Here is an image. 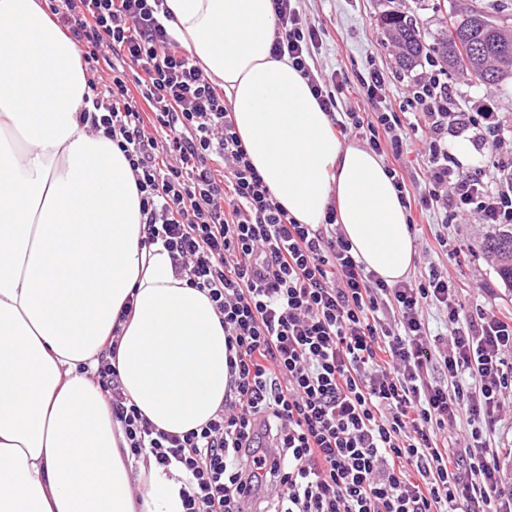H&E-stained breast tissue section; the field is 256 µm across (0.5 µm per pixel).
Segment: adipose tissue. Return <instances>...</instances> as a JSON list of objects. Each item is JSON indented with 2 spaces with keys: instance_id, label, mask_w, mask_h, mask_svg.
Listing matches in <instances>:
<instances>
[{
  "instance_id": "1",
  "label": "adipose tissue",
  "mask_w": 512,
  "mask_h": 512,
  "mask_svg": "<svg viewBox=\"0 0 512 512\" xmlns=\"http://www.w3.org/2000/svg\"><path fill=\"white\" fill-rule=\"evenodd\" d=\"M173 38L224 85L236 130L302 224L328 206L387 283L414 245L380 156L346 144L305 79L271 55L270 0H166ZM87 77L40 0H0V512H183L185 472L134 463L96 371L113 326L125 395L158 430L206 424L228 389L224 326L142 248L124 154L79 121ZM127 322L117 316L125 302Z\"/></svg>"
}]
</instances>
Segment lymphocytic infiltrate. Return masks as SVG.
I'll list each match as a JSON object with an SVG mask.
<instances>
[{"mask_svg":"<svg viewBox=\"0 0 512 512\" xmlns=\"http://www.w3.org/2000/svg\"><path fill=\"white\" fill-rule=\"evenodd\" d=\"M88 75L82 119L122 151L145 218L142 246L163 244L177 278L205 292L224 324L229 383L204 426L155 429L118 380L110 339L97 381L132 456L178 465L184 512H242L275 488L270 512H512L490 441L512 392V316L461 318L455 288L430 269L388 284L337 225L297 223L251 165L224 90L160 20L164 0H45ZM273 57L288 58L341 134L391 156L408 137L385 106L386 80L361 83L372 116L345 109L344 81L321 78L319 30L296 0H271ZM452 90L419 76L408 99L424 158L417 202L447 223L512 224V182L460 171L450 125L498 144L494 105L449 114ZM438 309L432 334L423 306ZM465 422L462 439L448 434Z\"/></svg>","mask_w":512,"mask_h":512,"instance_id":"obj_1","label":"lymphocytic infiltrate"}]
</instances>
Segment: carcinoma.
<instances>
[{
    "label": "carcinoma",
    "mask_w": 512,
    "mask_h": 512,
    "mask_svg": "<svg viewBox=\"0 0 512 512\" xmlns=\"http://www.w3.org/2000/svg\"><path fill=\"white\" fill-rule=\"evenodd\" d=\"M454 28L426 36L414 15L390 14L384 24L400 47L399 64L412 69L423 56L436 55L450 69L471 78L488 76L486 83L512 82V27L492 19L482 0H471L465 9L452 10ZM482 246L494 255L496 273L512 288V224H484Z\"/></svg>",
    "instance_id": "carcinoma-1"
}]
</instances>
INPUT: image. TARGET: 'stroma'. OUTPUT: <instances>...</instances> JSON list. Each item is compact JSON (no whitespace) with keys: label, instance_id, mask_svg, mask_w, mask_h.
Segmentation results:
<instances>
[{"label":"stroma","instance_id":"35a3bbf8","mask_svg":"<svg viewBox=\"0 0 512 512\" xmlns=\"http://www.w3.org/2000/svg\"><path fill=\"white\" fill-rule=\"evenodd\" d=\"M300 12L308 22L321 31L322 44L315 64L324 75L344 72L347 77L346 104L355 110H368V103L359 95L363 79L370 71H381L387 83V105L399 109L411 94L415 71L401 70L397 63L398 46L391 40L380 21L382 14L398 12L417 16L428 32L443 30L448 23L451 7L448 0H298ZM453 90L454 99L448 109L452 112H474L492 102L499 110L501 145L491 149L478 139L476 130L468 129L448 135L449 148L459 142L471 146L466 170L484 167L491 180L512 178V86H490L469 80L459 70L443 74ZM407 216L419 224L421 238L415 241L409 275L426 276L430 268H437L454 284L457 302L463 314L476 309H512V288L505 287L495 272V260L480 248L481 226L474 220L444 224L439 213L412 207ZM447 231L448 246L467 253L464 260H449L439 251L435 234Z\"/></svg>","mask_w":512,"mask_h":512}]
</instances>
